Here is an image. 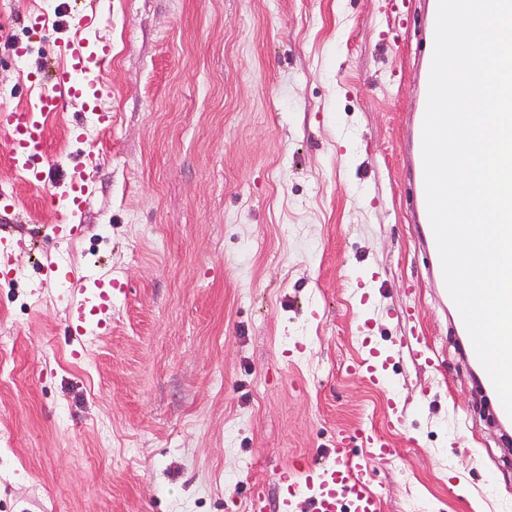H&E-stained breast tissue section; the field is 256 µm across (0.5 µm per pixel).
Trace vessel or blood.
Returning <instances> with one entry per match:
<instances>
[{"mask_svg":"<svg viewBox=\"0 0 512 512\" xmlns=\"http://www.w3.org/2000/svg\"><path fill=\"white\" fill-rule=\"evenodd\" d=\"M438 4L429 0L421 21L416 28L425 53H433ZM88 39L70 40L60 45L65 65L57 70L50 89L41 91L34 112H0V136L12 145L11 164L15 172L31 185L46 181L47 168L53 167L45 149L47 119L57 112L65 98L82 100L84 111L95 117L98 125L106 126L111 116L100 107L101 91L96 85L76 82V75L86 73L89 63L104 66L108 55L106 44H98L94 58H87L84 50ZM424 112L415 113L408 124L410 161L416 172H423L422 132ZM101 164V157L87 152L69 173L70 190L65 197L73 207H80L84 197L94 191L93 171ZM101 289L99 301L94 305L78 302L75 315L69 321V331L74 336L87 335L89 328L107 327L112 317V278L98 280ZM366 350L365 358L354 362L349 371L364 377L370 384L383 386L390 378L386 366L392 359L390 351L381 349L371 336L361 338ZM386 431L359 427L353 431H340L331 448L325 449V463L316 464L305 457L293 458L286 472L280 473V481L286 482L287 490L280 501L281 512H291L297 498H304L308 512H381L380 497L373 490L369 474L374 463L395 455ZM358 445L359 454H351V445Z\"/></svg>","mask_w":512,"mask_h":512,"instance_id":"obj_1","label":"vessel or blood"}]
</instances>
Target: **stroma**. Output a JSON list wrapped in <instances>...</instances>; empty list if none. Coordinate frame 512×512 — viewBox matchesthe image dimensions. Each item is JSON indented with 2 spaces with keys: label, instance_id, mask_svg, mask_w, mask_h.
<instances>
[{
  "label": "stroma",
  "instance_id": "35a3bbf8",
  "mask_svg": "<svg viewBox=\"0 0 512 512\" xmlns=\"http://www.w3.org/2000/svg\"><path fill=\"white\" fill-rule=\"evenodd\" d=\"M395 23L387 0H102L112 126L76 140L68 98L46 143L63 169L101 156L95 195L53 208L63 174L27 185L0 137V237L23 275L0 280V512H246L256 484L277 512L275 469L395 408L398 453L370 475L383 512L413 494L421 512H512L474 411L495 400L453 347L412 217L422 47L410 22L391 43ZM74 36L45 0H0V108L32 111ZM98 267L118 277L112 320L80 342L69 304ZM365 321L385 349L421 337L435 366L394 357L389 393L348 374Z\"/></svg>",
  "mask_w": 512,
  "mask_h": 512
}]
</instances>
